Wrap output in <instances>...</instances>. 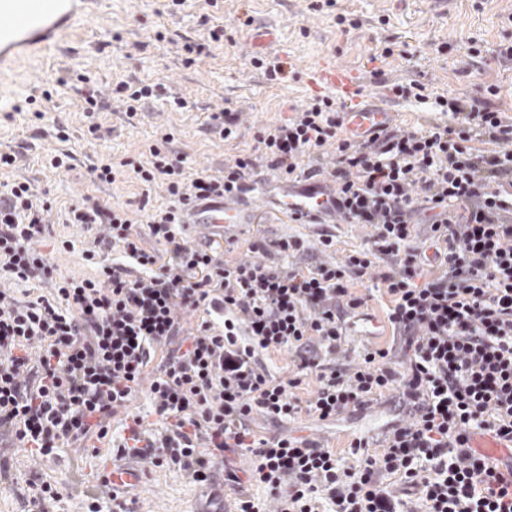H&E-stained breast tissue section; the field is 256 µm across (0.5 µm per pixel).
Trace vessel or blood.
Wrapping results in <instances>:
<instances>
[{
    "label": "vessel or blood",
    "instance_id": "1",
    "mask_svg": "<svg viewBox=\"0 0 512 512\" xmlns=\"http://www.w3.org/2000/svg\"><path fill=\"white\" fill-rule=\"evenodd\" d=\"M100 0H0V74L9 75L25 60L59 47L83 20L93 16ZM309 84L335 94L341 108V129L356 138L391 127L394 114L374 105L373 91L366 88L360 74L336 59H324L309 73ZM266 184L258 182L246 196L224 198L219 203L194 206L187 223L208 225L251 224L266 202ZM279 208L289 218L303 224L309 221L335 223L339 213L335 189L325 180L299 177L282 185ZM472 451L492 468L500 486L512 490V440L472 431ZM103 484L110 490L142 491L149 480L147 468L134 461L124 465L107 464Z\"/></svg>",
    "mask_w": 512,
    "mask_h": 512
}]
</instances>
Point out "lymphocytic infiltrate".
<instances>
[{
	"instance_id": "obj_1",
	"label": "lymphocytic infiltrate",
	"mask_w": 512,
	"mask_h": 512,
	"mask_svg": "<svg viewBox=\"0 0 512 512\" xmlns=\"http://www.w3.org/2000/svg\"><path fill=\"white\" fill-rule=\"evenodd\" d=\"M79 94L96 140L109 134L100 115L113 101L133 116L157 96L142 83ZM434 104L438 121L355 140L341 132L335 98L317 95L259 131L260 152H239L215 174L189 172L169 132L147 159L100 158L92 180L121 173L164 191L144 235L127 208L89 195L58 211L28 183L1 189L0 447L47 456L105 438L120 415L116 456L148 469L203 482L210 463L232 455L237 512H512V492L464 447L469 430L512 436V220L490 192L512 180V118L476 97ZM261 168L329 179L361 248L338 257L335 235H282L231 256L216 231L191 239L187 206L247 192ZM60 224L81 227L82 245ZM146 235L156 249L143 247ZM53 240L93 276L18 297L17 283L54 280ZM315 250L325 260L292 263ZM359 285L386 296L392 345L353 360L344 318L365 303ZM270 353L288 356L281 376L267 369ZM309 376L315 386L299 397ZM389 391L399 418L379 446L352 439L348 466L315 434L264 436L251 423L354 416ZM142 396L154 421L132 409ZM248 484L267 499L242 497Z\"/></svg>"
}]
</instances>
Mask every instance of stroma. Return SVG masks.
<instances>
[{
  "instance_id": "35a3bbf8",
  "label": "stroma",
  "mask_w": 512,
  "mask_h": 512,
  "mask_svg": "<svg viewBox=\"0 0 512 512\" xmlns=\"http://www.w3.org/2000/svg\"><path fill=\"white\" fill-rule=\"evenodd\" d=\"M313 0H189L176 12L166 11L163 0H108L102 12L84 22L60 49L39 55L5 78L11 94L10 112H0V152L28 142L24 162L0 171V185L30 182L64 207L80 194L106 205H128L139 210L142 202L157 204L159 189L144 192L128 177L115 182H92L91 161L111 156L135 158L156 138L158 125L173 133L176 147L187 152L193 169L222 164L257 145L265 126L288 116L289 105L309 100L305 71L328 57L359 70L366 86L379 91L373 69L384 71L392 82L417 80L431 93L483 96L496 85L494 107L512 117V59L497 56L499 47L512 45V0H454L447 15L435 13L430 0H335L334 6L316 10ZM223 21L224 39L212 44L209 55L185 65L177 45L156 41V33L204 34L205 18ZM276 30L280 42L265 50L254 47L257 25ZM391 47L393 54L373 65L372 53ZM292 61L284 81H268L253 64L259 56ZM85 75L109 89L126 82L162 85L151 111L129 116L106 112L101 116L112 130L109 138L88 140L82 103L73 89L77 76ZM49 93L43 100L42 120H35L29 97ZM185 100L186 108L175 106ZM227 106L244 112L247 121L237 139L219 142L203 130L207 115ZM64 122L69 139L54 135L55 122ZM72 152L73 169H54L51 153ZM294 234L308 238L331 233L342 249L360 245L356 231L346 224H292L274 211L263 213L259 223L227 230L226 249H241L255 234ZM393 408L379 404L372 415L321 422L317 434L332 447L346 449L363 432L380 431L393 420ZM121 434L112 421L108 437L96 448H61L42 457L40 480L66 483L69 498L45 503V512H85L90 496L105 497L100 487L83 484L82 476L95 461L111 456ZM206 485L180 469H160L150 475L139 494L138 512H190L202 500Z\"/></svg>"
}]
</instances>
